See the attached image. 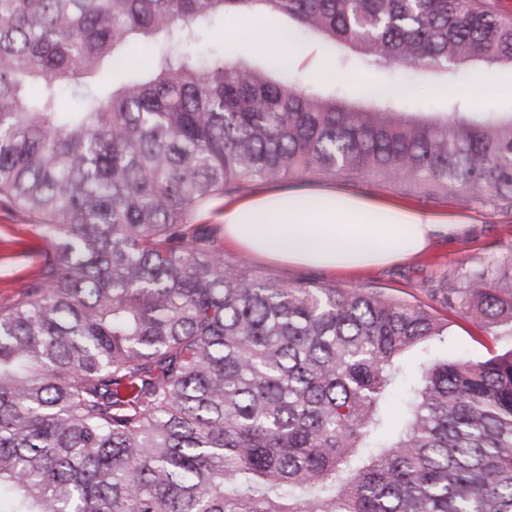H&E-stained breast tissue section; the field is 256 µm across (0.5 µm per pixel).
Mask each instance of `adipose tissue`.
Masks as SVG:
<instances>
[{
  "instance_id": "ef3b65f1",
  "label": "adipose tissue",
  "mask_w": 512,
  "mask_h": 512,
  "mask_svg": "<svg viewBox=\"0 0 512 512\" xmlns=\"http://www.w3.org/2000/svg\"><path fill=\"white\" fill-rule=\"evenodd\" d=\"M224 239L280 263L357 271L424 253L447 220L336 189L258 192L225 204Z\"/></svg>"
}]
</instances>
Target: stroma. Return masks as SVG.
<instances>
[{
	"label": "stroma",
	"mask_w": 512,
	"mask_h": 512,
	"mask_svg": "<svg viewBox=\"0 0 512 512\" xmlns=\"http://www.w3.org/2000/svg\"><path fill=\"white\" fill-rule=\"evenodd\" d=\"M482 86L470 97L472 112L508 113L512 95L501 94L512 86V72L488 69L480 75ZM287 190L303 192L334 188L397 201L445 216L458 231L439 236L424 255L389 266L372 267L356 275L288 266L256 255L247 257L253 270L272 275L290 285L314 282L341 290L360 289L390 301L420 306L448 322V334L430 344L438 356L464 355L484 359L512 349V338L486 332L474 317L448 309L439 292L443 282H456L473 270L512 263V209H496L480 203L462 205L455 195L425 198L407 194L395 186L371 182L359 176L316 178L287 182ZM34 216L0 207V309L9 308L22 295L24 285L37 276L47 252V242Z\"/></svg>",
	"instance_id": "obj_1"
}]
</instances>
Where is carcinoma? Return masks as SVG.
I'll return each mask as SVG.
<instances>
[{
    "label": "carcinoma",
    "mask_w": 512,
    "mask_h": 512,
    "mask_svg": "<svg viewBox=\"0 0 512 512\" xmlns=\"http://www.w3.org/2000/svg\"><path fill=\"white\" fill-rule=\"evenodd\" d=\"M253 13L355 58L233 60ZM356 63L454 101L322 92ZM484 68L512 70L501 0H0V205L50 243L0 310V512H512V349L410 375L447 322L254 274L196 222L340 175L511 209L512 114L461 111ZM441 293L512 336V266ZM449 88L445 87L443 95L432 94L428 91L415 96L409 101L408 107L412 111L446 112L448 105Z\"/></svg>",
    "instance_id": "obj_1"
}]
</instances>
